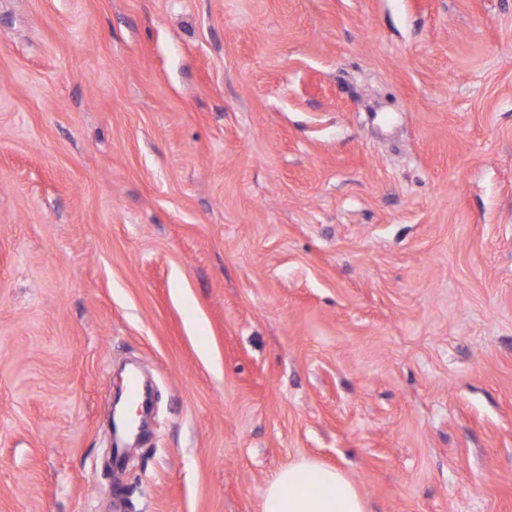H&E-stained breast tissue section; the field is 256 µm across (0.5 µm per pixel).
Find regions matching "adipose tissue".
Masks as SVG:
<instances>
[{"instance_id": "1", "label": "adipose tissue", "mask_w": 512, "mask_h": 512, "mask_svg": "<svg viewBox=\"0 0 512 512\" xmlns=\"http://www.w3.org/2000/svg\"><path fill=\"white\" fill-rule=\"evenodd\" d=\"M261 512H366V506L347 474L301 460L273 475L263 494Z\"/></svg>"}]
</instances>
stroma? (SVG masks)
I'll return each mask as SVG.
<instances>
[{"label": "stroma", "instance_id": "stroma-1", "mask_svg": "<svg viewBox=\"0 0 512 512\" xmlns=\"http://www.w3.org/2000/svg\"><path fill=\"white\" fill-rule=\"evenodd\" d=\"M302 459L512 512V0H0V512H260Z\"/></svg>", "mask_w": 512, "mask_h": 512}]
</instances>
